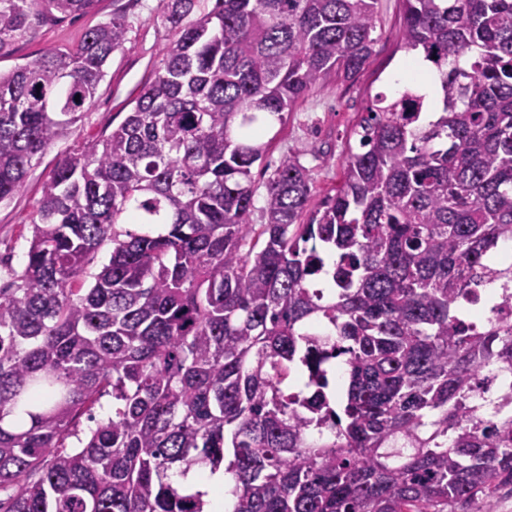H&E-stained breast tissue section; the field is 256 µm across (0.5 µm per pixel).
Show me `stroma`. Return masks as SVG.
Segmentation results:
<instances>
[{
    "mask_svg": "<svg viewBox=\"0 0 512 512\" xmlns=\"http://www.w3.org/2000/svg\"><path fill=\"white\" fill-rule=\"evenodd\" d=\"M124 6L129 25L127 42L110 57L92 105L85 109L67 138L34 160L23 190L0 202L1 288L9 283V269H22L26 262L32 219L43 187L60 158L81 153L122 123L141 88L153 80L163 50L173 39L174 32L160 0H125ZM403 12V0H377L373 55L364 69L353 79L330 78L316 86L268 132L264 160L252 168V223H262L265 185L288 156H299L315 173L307 213L321 209L325 198L335 193L349 148L356 143L354 129L366 106L376 94H393L402 84ZM111 17L112 0H96L91 13L63 20L46 19L15 44L12 54L0 58V71H9L50 47H73L90 27Z\"/></svg>",
    "mask_w": 512,
    "mask_h": 512,
    "instance_id": "obj_1",
    "label": "stroma"
}]
</instances>
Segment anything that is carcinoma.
<instances>
[{
    "mask_svg": "<svg viewBox=\"0 0 512 512\" xmlns=\"http://www.w3.org/2000/svg\"><path fill=\"white\" fill-rule=\"evenodd\" d=\"M94 2L0 0V56ZM120 2L0 71V202L94 100ZM161 2L155 79L57 165L0 288V512H208L171 480L193 469L232 475L224 512H455L511 486L512 322L471 317L512 304V0H404L434 96L376 95L305 222L312 170L282 161L258 226L265 130L364 68L376 0Z\"/></svg>",
    "mask_w": 512,
    "mask_h": 512,
    "instance_id": "cac0c4a2",
    "label": "carcinoma"
}]
</instances>
